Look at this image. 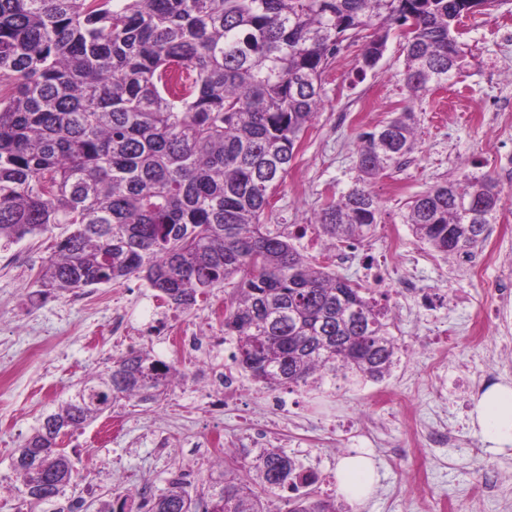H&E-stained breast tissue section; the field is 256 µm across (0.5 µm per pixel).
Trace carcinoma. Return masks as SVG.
I'll return each mask as SVG.
<instances>
[{"label": "carcinoma", "mask_w": 512, "mask_h": 512, "mask_svg": "<svg viewBox=\"0 0 512 512\" xmlns=\"http://www.w3.org/2000/svg\"><path fill=\"white\" fill-rule=\"evenodd\" d=\"M471 0H0V242L58 232L39 294L131 277L183 310L226 285L224 335L253 383L311 391L390 376L404 351L389 296L336 275L327 252L375 230L371 185L417 145L414 113L360 135L358 176L313 224L266 223L305 131L323 75L361 35L357 74L376 67L391 34L415 97L458 81L471 54L457 37ZM502 189L489 173L437 183L408 202L418 240L470 261L496 223ZM325 244L304 254V238ZM177 366L132 347L43 415L16 473L39 512L76 472L60 432L122 401L156 403ZM316 473L276 448L224 457L196 498L179 484L148 512H345L316 494Z\"/></svg>", "instance_id": "obj_1"}]
</instances>
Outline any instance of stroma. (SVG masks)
<instances>
[{
    "label": "stroma",
    "instance_id": "35a3bbf8",
    "mask_svg": "<svg viewBox=\"0 0 512 512\" xmlns=\"http://www.w3.org/2000/svg\"><path fill=\"white\" fill-rule=\"evenodd\" d=\"M477 17L478 25L466 18L459 25L474 56L464 81L418 99L402 81L398 39L363 77L357 74L360 46L343 50L342 62L324 75L323 107L268 213L271 224L306 223L327 198L354 183L361 133L392 113L414 112L417 151L374 184L381 220L352 249V261L334 267L337 275L388 295L392 333L406 347L390 377L356 388L285 389L279 406L271 392L244 378L239 391L213 409L211 395L199 390L197 359L174 353L165 329L122 341L112 334L115 318L141 326L155 313L192 330L208 304L175 309L137 278L44 297L36 279L55 235L0 246V512H28L12 456L37 419L131 346L176 362L186 377L159 403L116 405L109 416L123 424L118 437L102 440L94 422L63 439L78 474L67 495L80 502L79 512H99L118 492L157 495L177 480L191 495L201 494L221 469L193 441L221 435L230 454L248 447L256 423L273 445L318 475L323 496L336 494L330 480L346 453L370 452L380 480L366 502L350 503V512H512V449L483 447L470 425L473 398L489 378L512 384V321L495 316L500 276L512 273V174L496 165L498 156L512 154V0ZM484 172L503 193L497 222L478 248L486 262L476 274L419 242L402 216L406 202L434 184ZM391 234L399 243L395 253L386 248ZM406 273L417 281L416 292L400 288ZM425 294L435 296L433 305L422 303ZM443 329L454 336L452 349L442 347ZM436 427L449 429L447 446L427 442ZM161 434L168 440L163 449L155 446Z\"/></svg>",
    "mask_w": 512,
    "mask_h": 512
}]
</instances>
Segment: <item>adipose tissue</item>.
Listing matches in <instances>:
<instances>
[{
	"mask_svg": "<svg viewBox=\"0 0 512 512\" xmlns=\"http://www.w3.org/2000/svg\"><path fill=\"white\" fill-rule=\"evenodd\" d=\"M472 425L487 448L504 451L512 447V386L495 384L475 401ZM338 490L347 499L362 501L373 492L379 474L369 453L356 450L342 457L337 466Z\"/></svg>",
	"mask_w": 512,
	"mask_h": 512,
	"instance_id": "1",
	"label": "adipose tissue"
}]
</instances>
